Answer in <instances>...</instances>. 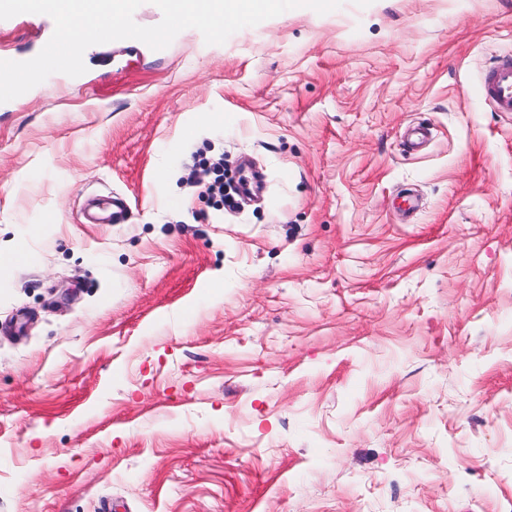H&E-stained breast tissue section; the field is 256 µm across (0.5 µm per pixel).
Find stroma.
Here are the masks:
<instances>
[{
	"instance_id": "35a3bbf8",
	"label": "stroma",
	"mask_w": 512,
	"mask_h": 512,
	"mask_svg": "<svg viewBox=\"0 0 512 512\" xmlns=\"http://www.w3.org/2000/svg\"><path fill=\"white\" fill-rule=\"evenodd\" d=\"M501 54L512 0H343L0 105V512H512ZM219 158L257 180L231 210ZM479 92L497 112H512V56L499 57L491 63ZM85 210L88 212L87 224H124L128 212L127 203L121 196L112 195V201L91 199Z\"/></svg>"
}]
</instances>
